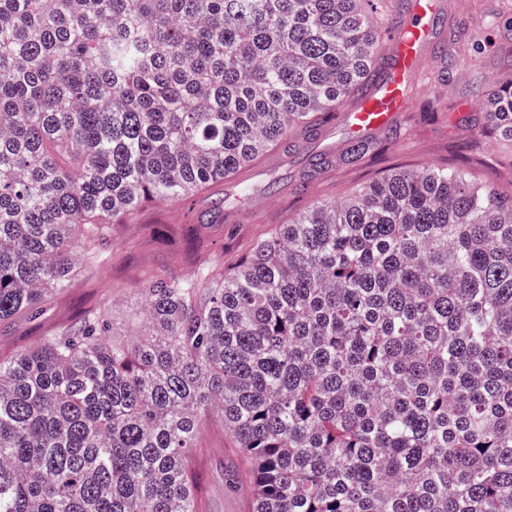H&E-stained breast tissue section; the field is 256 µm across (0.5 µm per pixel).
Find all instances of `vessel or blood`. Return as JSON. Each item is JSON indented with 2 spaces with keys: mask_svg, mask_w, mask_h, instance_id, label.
<instances>
[{
  "mask_svg": "<svg viewBox=\"0 0 512 512\" xmlns=\"http://www.w3.org/2000/svg\"><path fill=\"white\" fill-rule=\"evenodd\" d=\"M436 14L432 0H415L410 18L393 30L390 55L384 77L370 87L347 116L351 130L359 135L391 125L397 113L409 107L405 86L425 64L424 48L436 35Z\"/></svg>",
  "mask_w": 512,
  "mask_h": 512,
  "instance_id": "obj_1",
  "label": "vessel or blood"
}]
</instances>
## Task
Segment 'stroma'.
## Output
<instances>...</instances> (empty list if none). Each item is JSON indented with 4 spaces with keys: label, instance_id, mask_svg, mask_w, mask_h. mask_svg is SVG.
<instances>
[{
    "label": "stroma",
    "instance_id": "obj_1",
    "mask_svg": "<svg viewBox=\"0 0 512 512\" xmlns=\"http://www.w3.org/2000/svg\"><path fill=\"white\" fill-rule=\"evenodd\" d=\"M437 10V38L425 50V69L406 88L409 111L398 113L392 127L370 135L384 144L382 155L347 162L350 136L337 114L315 133L292 129L287 139L243 169L231 184L212 185L187 201L145 203L131 217L113 224L101 247L105 262L77 265L69 287L54 296L41 318L19 315L0 328V356L35 348L47 337L66 333L88 310L106 315L115 337L130 339L139 330L135 314L147 274L186 277L217 258L232 267L255 243L314 202L354 193L390 168L463 165L473 182L512 195V167L498 162L504 145L495 138L479 137L486 114L471 99L475 89L494 93L512 82V28L507 25L512 0H438ZM444 50L459 59L458 69H443ZM435 100L444 102L447 110L430 120L422 108ZM330 152L335 153V162L313 171L310 157ZM230 189L247 194L237 220L197 223L211 201ZM241 466L222 418L213 417L199 433L192 455L200 512H251L249 481L230 477Z\"/></svg>",
    "mask_w": 512,
    "mask_h": 512
}]
</instances>
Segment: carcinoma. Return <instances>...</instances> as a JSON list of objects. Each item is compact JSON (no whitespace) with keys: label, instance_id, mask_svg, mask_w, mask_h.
<instances>
[{"label":"carcinoma","instance_id":"carcinoma-1","mask_svg":"<svg viewBox=\"0 0 512 512\" xmlns=\"http://www.w3.org/2000/svg\"><path fill=\"white\" fill-rule=\"evenodd\" d=\"M364 0H0V325L42 314L109 220L315 126L377 58ZM476 102L512 139V92ZM0 359V512H199L214 411L252 512H512V200L391 171L229 272L142 284Z\"/></svg>","mask_w":512,"mask_h":512}]
</instances>
